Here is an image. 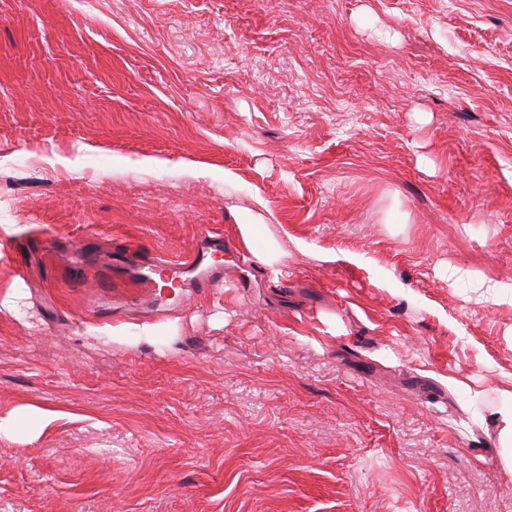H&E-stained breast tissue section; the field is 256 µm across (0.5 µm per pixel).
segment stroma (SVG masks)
Instances as JSON below:
<instances>
[{
	"label": "stroma",
	"instance_id": "35a3bbf8",
	"mask_svg": "<svg viewBox=\"0 0 512 512\" xmlns=\"http://www.w3.org/2000/svg\"><path fill=\"white\" fill-rule=\"evenodd\" d=\"M207 231L187 303L68 286ZM490 281L512 0H0V417L59 413L0 432V512H512ZM267 224H236V235L241 246L251 257L262 265L273 277L281 274L285 253L275 240H270L262 234ZM263 238V246L258 245V239Z\"/></svg>",
	"mask_w": 512,
	"mask_h": 512
}]
</instances>
